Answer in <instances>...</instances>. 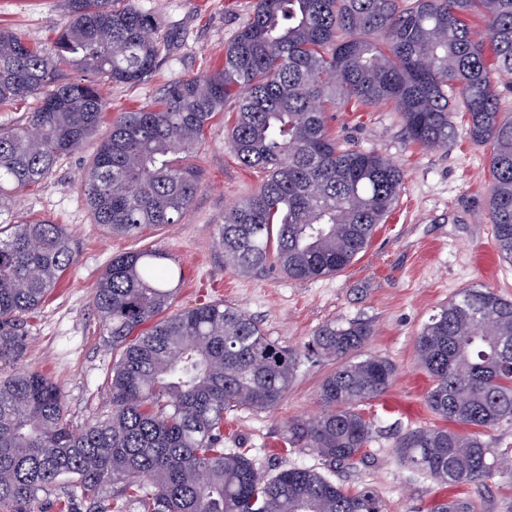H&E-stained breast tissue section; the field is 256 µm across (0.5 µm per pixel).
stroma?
<instances>
[{"label": "stroma", "instance_id": "stroma-1", "mask_svg": "<svg viewBox=\"0 0 512 512\" xmlns=\"http://www.w3.org/2000/svg\"><path fill=\"white\" fill-rule=\"evenodd\" d=\"M255 0H115L154 13L170 49L152 74L135 85L106 83L109 117L156 100L167 84L213 73L224 63V47L251 14ZM67 22L63 0H0V28L28 44L52 51ZM233 119L225 110L207 128L192 159L198 190L187 216L176 224L147 229L134 238L112 236L93 223L79 190L99 137L62 157L39 185L16 194L0 222L37 218L69 225L76 262L40 310L27 315L28 348L21 369L40 372L64 394L74 428L110 415L107 378L115 361L106 330L93 306L97 281L112 257L132 251H160L181 269L177 309L221 302L259 323L279 344L303 349L326 322H370L365 353L392 361L388 389L363 403L373 423L360 458L334 464L309 448L287 444L288 424L322 412L319 389L335 361L302 359L284 399L274 409L239 408L224 415V449L249 458L266 479L291 467L315 469L350 490L372 488L384 512H431L444 499L471 501L475 512H505L512 503V472L482 484L445 486L401 464L398 438L438 425L424 396L431 379L418 361L416 338L436 308L460 289L484 286L512 299V264L499 261L487 222L489 151L473 145L463 129L466 114L456 107L458 134L448 148L429 150L408 141L400 112L392 105H342L328 114L330 130L347 145L377 152L404 173L399 198L369 246L340 273L291 281L274 271L251 276L224 265L217 237L224 212L254 194L265 171L242 168L228 144Z\"/></svg>", "mask_w": 512, "mask_h": 512}]
</instances>
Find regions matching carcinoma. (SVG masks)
<instances>
[{"label": "carcinoma", "instance_id": "obj_1", "mask_svg": "<svg viewBox=\"0 0 512 512\" xmlns=\"http://www.w3.org/2000/svg\"><path fill=\"white\" fill-rule=\"evenodd\" d=\"M256 0L224 46V67L173 82L156 104L113 122L80 190L112 235L183 219L197 191L188 160L205 128L232 102L228 146L246 168L268 172L224 213V266L242 275L277 269L290 280L332 276L368 245L393 210L403 172L374 151L346 148L327 112L341 103H392L405 133L428 149L466 133L490 151L487 211L501 259L512 262V113L495 83L512 75V0ZM68 22L54 52L0 29V104L32 99L25 123L0 130V212L40 183L101 125L103 82L142 81L166 51L158 17L112 0H64ZM485 22L479 36L471 18ZM75 64L90 78L62 76ZM186 163L175 166L173 157ZM159 251L112 258L94 290L108 341L119 351L112 412L75 430L62 389L36 372L0 378V512H36L63 485L58 512H384L370 488L346 489L310 468L263 479L245 456L224 452V412L271 410L288 392L301 353L265 336L222 302L172 308L181 272ZM72 236L47 220L0 225V371L25 353L23 316L36 311L74 263ZM369 322L321 326L305 352L334 360L320 414L288 423V443L336 463L370 442L358 407L381 396L395 366L360 351ZM432 378L426 402L449 427L401 436L405 465L445 484L498 473L482 429L512 423V300L487 288L459 290L416 340ZM432 512H472L469 501Z\"/></svg>", "mask_w": 512, "mask_h": 512}]
</instances>
